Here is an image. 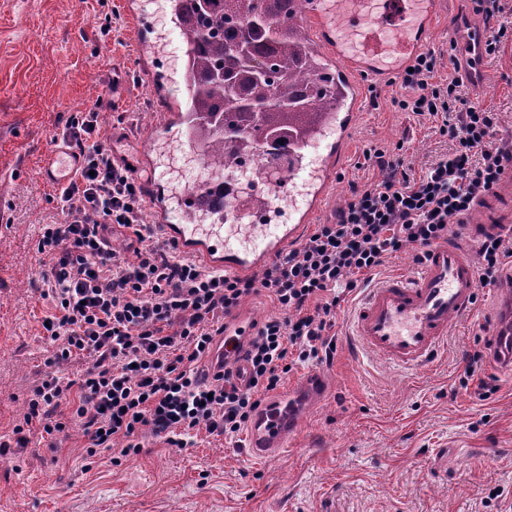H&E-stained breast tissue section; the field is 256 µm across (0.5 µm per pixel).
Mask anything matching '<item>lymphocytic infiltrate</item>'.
Returning <instances> with one entry per match:
<instances>
[{
  "label": "lymphocytic infiltrate",
  "mask_w": 512,
  "mask_h": 512,
  "mask_svg": "<svg viewBox=\"0 0 512 512\" xmlns=\"http://www.w3.org/2000/svg\"><path fill=\"white\" fill-rule=\"evenodd\" d=\"M471 4L496 22L485 55L500 53L512 42L506 0ZM437 65L432 51L410 61L399 75L405 94L397 106L433 117L451 154L414 178L400 154L366 151L382 179L352 186L334 222L317 225L258 279L210 270L145 224L143 190L131 167L104 147L99 113H72L59 137L80 166L52 195L62 221L40 225L36 242L49 267L38 293L47 305L41 334L53 354L13 430L16 447H27L34 430L57 449L77 428L87 459L107 452L118 465L139 455L148 436L179 448L202 429L231 438L297 364L331 362L336 311L359 276L409 246L423 264L428 248L447 239L449 226L492 190L512 156L494 141L497 113L471 104L462 78L436 80ZM116 234L134 262L120 261L112 248ZM263 292L281 314L257 324L245 343L248 384L238 383L229 361L222 371L203 372L225 316ZM73 361L82 370L58 374V366Z\"/></svg>",
  "instance_id": "f902f5d3"
}]
</instances>
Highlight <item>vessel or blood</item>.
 Instances as JSON below:
<instances>
[{"label": "vessel or blood", "mask_w": 512, "mask_h": 512, "mask_svg": "<svg viewBox=\"0 0 512 512\" xmlns=\"http://www.w3.org/2000/svg\"><path fill=\"white\" fill-rule=\"evenodd\" d=\"M439 0H307L306 16L319 42L336 63V84L350 109L333 113L329 126L336 138L325 155L315 158L316 170L295 164L294 183L304 184L305 207L292 224H269L248 241H239L224 225L188 223L199 208L200 187L171 190L147 156L135 163L142 177L145 199L154 206L155 224L180 251L200 257L208 268L252 278L282 257L298 242L318 210L319 202L344 166L349 137L358 120L356 109L361 83L401 72L430 36V17ZM482 36L458 35L456 52L466 83L474 84L483 72L477 58ZM79 160L63 146L48 152L40 167L43 182L60 187L73 178ZM459 236L433 246L420 272L393 275L366 289L351 317V334L361 352L373 360L401 369L416 370L433 362L448 339L455 320L476 298L477 273L473 248L487 238L512 232V160L497 186L474 206ZM251 326L235 316L224 319V334L212 354L213 366L234 362L240 382L249 378L240 348ZM326 390L321 373L307 374L295 397L263 403L248 426L244 443L255 459L264 460L286 448L299 422L297 401L318 398Z\"/></svg>", "instance_id": "obj_1"}]
</instances>
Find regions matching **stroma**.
Listing matches in <instances>:
<instances>
[{
    "label": "stroma",
    "instance_id": "1",
    "mask_svg": "<svg viewBox=\"0 0 512 512\" xmlns=\"http://www.w3.org/2000/svg\"><path fill=\"white\" fill-rule=\"evenodd\" d=\"M124 10L125 0H0V197L12 215L0 223V441L9 444L0 453V512H512V373L487 360L476 375L495 393H450L466 353L492 336L512 264L496 284L479 286L472 314L455 324L435 365L418 372L358 354L349 319L361 292L349 293L337 310L334 358L318 367L330 392L301 408L288 448L266 460L248 456L242 438L203 430L186 448L147 438L118 466L106 454L87 463L77 429L58 449L37 435L13 447L50 356L36 240L39 225L62 215L38 177L42 158L69 115L92 108L118 153L134 156L162 135V101L141 73V38ZM483 24L469 0H444L427 45L441 54L436 80L455 72L449 41ZM484 66L480 91L466 97L497 112L495 139L512 143V45ZM363 94L346 166L317 223L347 206L351 183L380 180L366 149L402 147L416 176L450 150L429 117L395 106L399 81H366Z\"/></svg>",
    "mask_w": 512,
    "mask_h": 512
}]
</instances>
